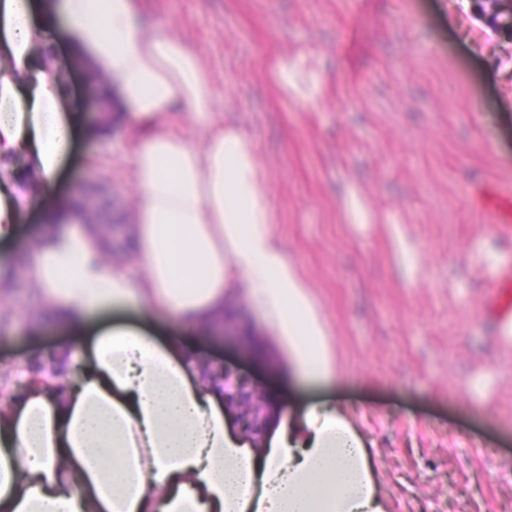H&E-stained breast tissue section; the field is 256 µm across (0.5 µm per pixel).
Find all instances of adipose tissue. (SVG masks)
<instances>
[{"mask_svg":"<svg viewBox=\"0 0 512 512\" xmlns=\"http://www.w3.org/2000/svg\"><path fill=\"white\" fill-rule=\"evenodd\" d=\"M58 23L137 122L179 105L203 136L149 130L134 143L127 259L109 257L83 215L50 204L59 229L37 238L28 285L74 340L59 349L62 373L0 393V512H390L365 436L336 405L289 414L257 445L231 433L223 381L183 339L120 327L87 336L93 317L165 309L200 340L242 293L292 376L337 377L330 325L275 236L251 145L216 125L200 54L145 34L136 0H51L43 13L36 0H0V152L27 154L48 194L73 151L79 117L60 68L36 58ZM31 203L19 180L0 187V241L15 240Z\"/></svg>","mask_w":512,"mask_h":512,"instance_id":"ef3b65f1","label":"adipose tissue"}]
</instances>
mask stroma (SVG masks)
<instances>
[{"label": "stroma", "instance_id": "35a3bbf8", "mask_svg": "<svg viewBox=\"0 0 512 512\" xmlns=\"http://www.w3.org/2000/svg\"><path fill=\"white\" fill-rule=\"evenodd\" d=\"M143 26L202 53L220 110L242 133L274 231L332 329L338 377L323 386L277 372L274 353L232 336L196 354L248 377L281 410L341 403L363 429L391 512H512V331L483 306L512 236L476 206L512 193V29L486 0H137ZM52 48L82 131L56 194L132 189L129 127L83 112L86 75L67 38ZM295 70L286 86L280 61ZM401 225L409 266L387 234ZM19 253L0 368L36 366L68 334L44 323Z\"/></svg>", "mask_w": 512, "mask_h": 512}]
</instances>
